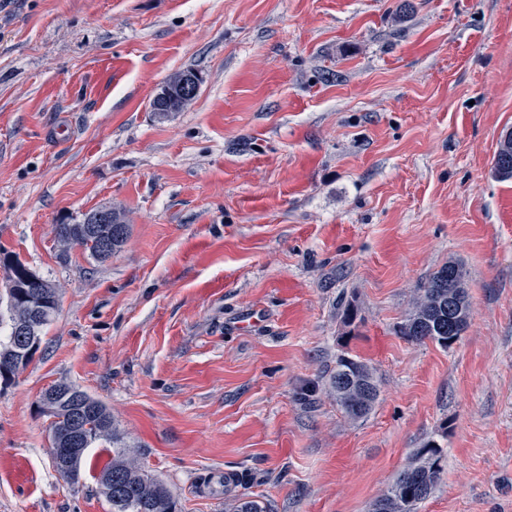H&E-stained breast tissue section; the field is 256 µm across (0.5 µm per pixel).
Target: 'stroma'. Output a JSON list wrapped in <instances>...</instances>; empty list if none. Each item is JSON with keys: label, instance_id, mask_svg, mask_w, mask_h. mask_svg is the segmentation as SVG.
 Here are the masks:
<instances>
[{"label": "stroma", "instance_id": "obj_1", "mask_svg": "<svg viewBox=\"0 0 512 512\" xmlns=\"http://www.w3.org/2000/svg\"><path fill=\"white\" fill-rule=\"evenodd\" d=\"M186 70L195 101L151 112ZM510 129L512 0H0V253L59 290L0 384V512H112L111 444L79 484L52 465L63 382L181 512H370L430 442L419 512H512ZM105 205L121 251L59 244ZM449 262L468 328L405 339ZM343 355L379 387L358 420L326 393ZM493 170L502 179L512 178V130L502 134L494 156Z\"/></svg>", "mask_w": 512, "mask_h": 512}]
</instances>
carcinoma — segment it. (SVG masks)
<instances>
[{
	"mask_svg": "<svg viewBox=\"0 0 512 512\" xmlns=\"http://www.w3.org/2000/svg\"><path fill=\"white\" fill-rule=\"evenodd\" d=\"M493 170L502 179L512 178V130L502 134L498 149L494 156ZM122 223L110 227L103 225L101 230H112V252H117L126 244L130 234L125 212ZM62 235L67 238L69 246H79L91 257L103 262L105 258L99 254V242L83 231L81 224L61 225ZM457 272L464 278L461 267L448 263L436 271L421 289L413 301V309L405 322L400 326L401 335L408 340L421 343L430 340L438 345L449 348L448 342V294H453L457 309L456 322L467 328L471 316V306L467 289L448 288V277ZM19 288L15 293L8 294L7 309H12L11 302L19 300L20 294L36 292L38 294H55L54 287L45 279L38 283H28L22 276H17ZM15 344L12 339L0 343V377L15 376L20 368L15 366ZM71 385L58 383L53 390L58 393V403L52 416V445L64 448L67 445V433L74 401L67 397ZM328 393L336 400L344 413L351 419H359L369 414L373 403L378 398V385L371 368L364 362L351 357L341 356L336 360V371L330 376ZM95 408L94 415L87 417L82 429L84 447L89 448L97 441L109 440L115 448L112 465L102 475L112 476V493L100 490L112 505V512H177V504L167 487L158 479L149 475L140 465L137 458L130 455L126 446L122 445V437L112 422L106 408L97 400L88 398ZM441 449L427 444L417 450L400 473L397 474L386 493L372 506V512H418L420 504L434 492L442 466L436 465L434 455Z\"/></svg>",
	"mask_w": 512,
	"mask_h": 512,
	"instance_id": "cac0c4a2",
	"label": "carcinoma"
}]
</instances>
